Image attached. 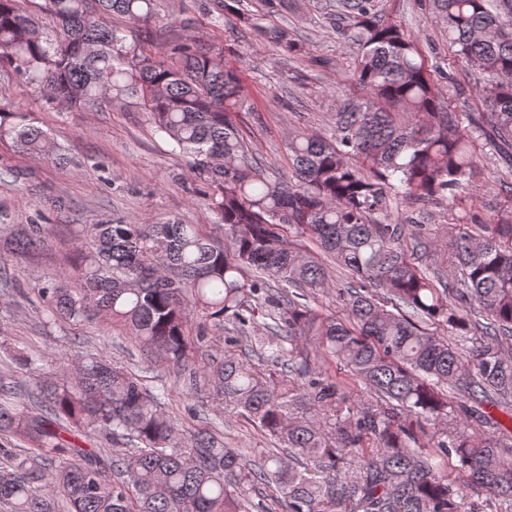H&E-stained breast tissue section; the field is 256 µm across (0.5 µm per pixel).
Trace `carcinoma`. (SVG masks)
Listing matches in <instances>:
<instances>
[{
    "instance_id": "carcinoma-1",
    "label": "carcinoma",
    "mask_w": 512,
    "mask_h": 512,
    "mask_svg": "<svg viewBox=\"0 0 512 512\" xmlns=\"http://www.w3.org/2000/svg\"><path fill=\"white\" fill-rule=\"evenodd\" d=\"M19 2L0 0V60L11 73L63 112L120 100L147 113L212 190L228 241L171 220L75 224L80 264L38 277L47 319L127 324L144 354L188 373L192 392L242 412L279 446L248 451L208 428L189 434L160 395L102 358L63 361L29 391L0 376V432L15 439L0 450L6 512H270L265 489L284 512H461L469 485L490 494L469 512H512V432L479 440L447 426L468 402L512 411V223L450 235L453 282L431 279L404 250L412 219L373 218L395 191L450 203L472 193L479 140L512 165V0H432L454 60L480 71L479 114L441 107L417 39L385 20L380 0H337L365 96L338 109L332 140L288 139L289 181L265 174L233 121L243 88L222 53L193 40L156 57L112 28L114 13L155 18L160 0H44L37 13ZM3 138L65 162L43 130L0 102ZM287 230L314 238L350 273L347 320L268 284L301 290L326 279ZM51 232L31 224L15 248L38 250ZM260 307L269 308L266 336L249 332ZM194 314L202 324L190 336ZM226 321L241 355L190 368L205 331ZM304 336L314 337L313 357ZM338 372L370 398L353 397ZM96 437L112 448L77 443Z\"/></svg>"
}]
</instances>
